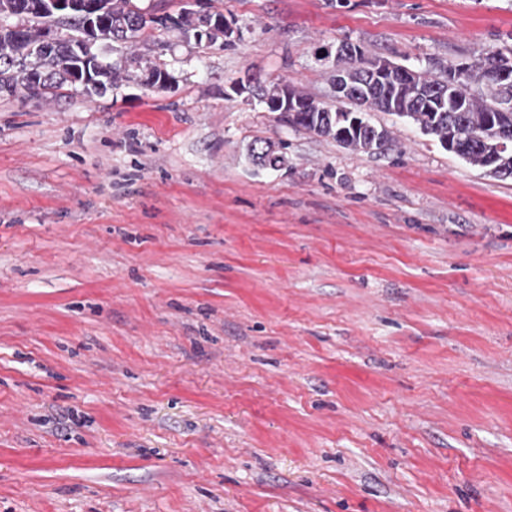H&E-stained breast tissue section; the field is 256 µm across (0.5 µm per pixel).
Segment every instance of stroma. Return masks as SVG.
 <instances>
[{"mask_svg":"<svg viewBox=\"0 0 512 512\" xmlns=\"http://www.w3.org/2000/svg\"><path fill=\"white\" fill-rule=\"evenodd\" d=\"M211 10L230 44L137 37L166 88L0 93V512H512V179L236 91L330 100L343 42L436 72L512 0ZM271 157H274L280 164L285 163L286 156L279 149H276L273 141L267 139L255 140L247 149V159L255 167L270 169L267 167H270L268 163Z\"/></svg>","mask_w":512,"mask_h":512,"instance_id":"stroma-1","label":"stroma"}]
</instances>
